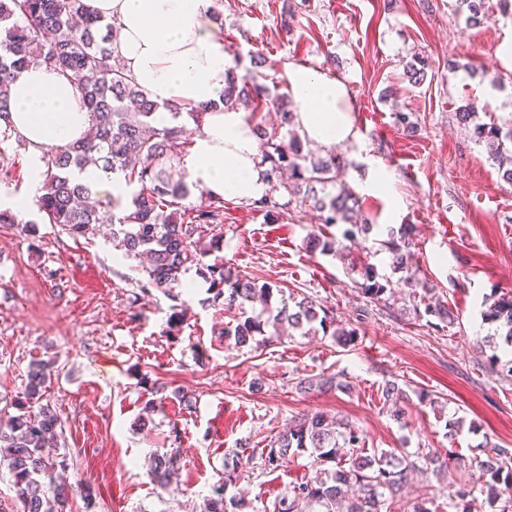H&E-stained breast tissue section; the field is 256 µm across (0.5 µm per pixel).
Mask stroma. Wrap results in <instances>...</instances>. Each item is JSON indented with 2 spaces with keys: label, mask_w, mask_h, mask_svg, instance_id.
I'll return each mask as SVG.
<instances>
[{
  "label": "stroma",
  "mask_w": 512,
  "mask_h": 512,
  "mask_svg": "<svg viewBox=\"0 0 512 512\" xmlns=\"http://www.w3.org/2000/svg\"><path fill=\"white\" fill-rule=\"evenodd\" d=\"M299 11L292 32L280 19ZM220 14L215 31L238 74H249L271 93H286L285 73L303 64L347 84L359 138L341 145L349 162L343 176L362 192L369 164L385 166L387 193L363 194L380 228L413 227L417 276L448 305L453 322L443 329L416 316L410 288L392 279L385 252L374 238L346 258L311 253L308 235L315 211L293 202L275 222L246 204L225 203V267L268 282L284 295H307L331 307L336 319L360 327L355 343L294 330L267 346L238 348L221 334L230 317L208 302L206 283L188 272L182 289L188 310L178 333L169 331L171 302L158 290L145 294L134 282L136 260L114 250L108 226L75 239L37 220L29 208L17 225L0 224V414L24 389L31 360L54 361L58 373L45 402L57 413L69 459L67 483L93 486L97 495L69 498V512H205L214 484L224 475V455L249 442L264 447L288 423L323 413L359 429L366 448L423 451L448 457V474H418L412 488L389 505L409 512L426 495L429 512H455L449 484L494 448H512V377L489 370L491 355L512 347L484 346L493 325L483 321L484 301L512 291V186L472 127L455 113L474 104L476 123L504 124L512 117V72L495 51L512 36V21L491 20L472 29L455 13L456 0H211ZM266 63L254 67L250 55ZM431 67L423 85L403 79L413 55ZM457 71H449L448 62ZM483 74H471V63ZM396 111L413 113L415 135L393 123ZM17 178L0 183V206L31 196L29 160L18 139L5 146ZM371 256L390 277L387 301L370 304L351 265ZM370 308L366 320L360 309ZM322 372L345 377L350 387L307 392L299 379ZM187 391L192 407L169 398L153 414L150 430L137 421L149 397L142 376ZM408 398L406 424L381 400L386 381ZM465 428L448 435V421ZM177 450L176 474L160 488L149 472L153 455ZM323 465L305 451L279 469L260 457L243 459L236 486L246 512H273L275 502Z\"/></svg>",
  "instance_id": "35a3bbf8"
}]
</instances>
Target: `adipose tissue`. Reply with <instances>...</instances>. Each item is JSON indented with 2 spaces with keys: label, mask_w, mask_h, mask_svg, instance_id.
Returning a JSON list of instances; mask_svg holds the SVG:
<instances>
[{
  "label": "adipose tissue",
  "mask_w": 512,
  "mask_h": 512,
  "mask_svg": "<svg viewBox=\"0 0 512 512\" xmlns=\"http://www.w3.org/2000/svg\"><path fill=\"white\" fill-rule=\"evenodd\" d=\"M85 2L91 12L116 24L120 60L132 80L160 103L158 124L171 121L163 103L191 107L217 99L232 65L213 31L207 0ZM287 84L302 137L322 145L357 139L344 82L292 64ZM10 120L36 177L44 152L68 146L91 124L76 85L41 66L23 71L13 83ZM185 167L208 196L253 201L267 190L256 133L244 112L235 109L206 112Z\"/></svg>",
  "instance_id": "1"
}]
</instances>
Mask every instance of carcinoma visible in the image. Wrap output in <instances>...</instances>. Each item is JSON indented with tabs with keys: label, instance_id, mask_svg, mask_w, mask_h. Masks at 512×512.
I'll use <instances>...</instances> for the list:
<instances>
[{
	"label": "carcinoma",
	"instance_id": "1",
	"mask_svg": "<svg viewBox=\"0 0 512 512\" xmlns=\"http://www.w3.org/2000/svg\"><path fill=\"white\" fill-rule=\"evenodd\" d=\"M458 13L468 26L478 28L489 20V0H457ZM112 25L88 11L84 0H0V155L1 145L14 135L9 119L10 87L20 71L31 66L52 68L76 82L92 121V133L64 149H51L42 156V185L36 198L40 220L55 224L77 239L94 234L100 224L112 228V244L125 256L145 259L136 280L143 292L156 288L173 301L170 326L184 322L185 308L175 288L182 276L195 270L208 283L211 301L226 314L239 313L236 325L224 327V338L244 347L261 345L267 340V328L279 335L283 326L305 335L330 336L346 346L357 336L356 329L336 322L334 312L308 296L281 301L273 306L274 288L241 277L224 267V260L207 258L224 250V199L201 196L193 207L180 201L190 194L189 175L173 178L165 164L171 157L187 152L191 142L183 139V118L201 126L206 111L220 105L243 106L259 117L254 129L259 141L261 164L269 191L252 206L273 217L283 208L275 198L288 188L298 196L300 205L318 213L317 230L307 238L314 253L343 256L347 244L368 237L375 224L359 197L342 182L349 165L344 155L328 152L313 156L305 142L292 130L295 114L286 95L272 97L256 78L232 74L227 78L218 101L186 112L176 103L163 105L150 99L132 79L114 65L111 41ZM429 62L414 56L404 65V78L414 87L426 80ZM167 109L172 123L154 125V114ZM279 114L280 123L270 127L262 112ZM475 136L485 142L498 163L500 177L512 185V129L502 133L497 126L474 127ZM112 175L131 189L127 203L119 199L97 197L92 186L77 178L88 163ZM412 228H389L379 245L388 255L392 273L406 286L419 285L412 247ZM362 291L370 301L383 300L388 284L378 280L376 266L360 261ZM258 302L262 313L246 315L247 305ZM419 316H427L429 325L439 329L452 322L448 306L440 302L424 304ZM484 320L496 325L494 337L512 345V291L492 298ZM54 366L42 360L32 361L27 369L24 396L14 403L16 413L0 417V467L13 477L16 501L13 508L0 512H64L70 485L63 478L69 463L67 454H52L51 442L60 435L61 422L49 405L42 403ZM302 388L344 390L347 383L337 376L322 373L316 379H302ZM383 405L399 422L405 418L407 394L395 381L382 387ZM364 438L351 425L314 414L295 419L276 438L261 449L265 468L274 471L288 458L308 449L317 460L332 464L315 480L298 483L274 504V512H382L387 501L400 496L411 484L416 471H440L448 462L416 453L398 455L380 450L365 452ZM252 456L247 443L224 455V480L213 485L206 512H242L244 499L227 495L232 477L244 455ZM174 454H157L150 473L162 487L174 470ZM481 492L493 512H512V495L502 498L500 485L512 487V450L493 449L492 454L476 462ZM456 512H468L474 487L467 482H452Z\"/></svg>",
	"mask_w": 512,
	"mask_h": 512
}]
</instances>
